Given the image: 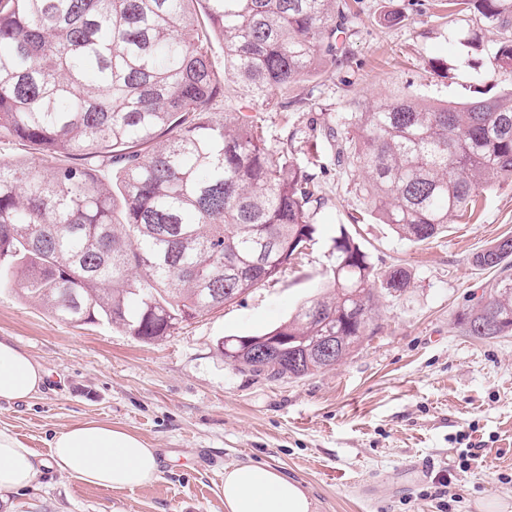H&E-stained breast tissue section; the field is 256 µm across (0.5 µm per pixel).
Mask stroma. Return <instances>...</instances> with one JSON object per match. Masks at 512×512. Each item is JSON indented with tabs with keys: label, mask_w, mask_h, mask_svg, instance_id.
I'll list each match as a JSON object with an SVG mask.
<instances>
[{
	"label": "stroma",
	"mask_w": 512,
	"mask_h": 512,
	"mask_svg": "<svg viewBox=\"0 0 512 512\" xmlns=\"http://www.w3.org/2000/svg\"><path fill=\"white\" fill-rule=\"evenodd\" d=\"M356 10L337 63L289 90L300 109L238 97L227 104L256 115L273 145L293 146L323 188L315 242L285 272L152 344L105 322L61 321L0 289V336L49 372L35 397L0 403V426L45 456L70 424L108 421L161 459L154 483L123 492L49 473L0 512H224V469L243 463L300 482L316 512H479L489 499L512 506V334L479 339L463 325L497 277L476 267L474 254L512 236V183L492 181L469 223L449 220L437 238L415 244L375 218L352 223L367 209L361 170L337 163L332 141L307 144L310 124L355 102L410 94L457 105L486 85L511 86L512 74L489 63L501 35L470 12L449 14L443 0H359ZM392 12L400 22H385ZM343 227L378 269L411 274L404 291L379 295L373 334L340 364L300 379L231 367L217 340L265 332L317 295ZM463 430L486 448L465 471Z\"/></svg>",
	"instance_id": "obj_1"
}]
</instances>
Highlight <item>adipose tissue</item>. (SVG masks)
<instances>
[{"label": "adipose tissue", "mask_w": 512, "mask_h": 512, "mask_svg": "<svg viewBox=\"0 0 512 512\" xmlns=\"http://www.w3.org/2000/svg\"><path fill=\"white\" fill-rule=\"evenodd\" d=\"M47 376L41 363L0 337V400L32 398ZM49 470L120 492L153 483L160 460L142 438L106 422L69 425L54 435L46 458L27 448L10 429L0 428V502H8L11 494ZM224 508L226 512H314L315 505L301 484L282 471L241 464L224 471Z\"/></svg>", "instance_id": "1"}]
</instances>
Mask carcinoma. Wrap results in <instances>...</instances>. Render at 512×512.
Instances as JSON below:
<instances>
[{
	"label": "carcinoma",
	"instance_id": "obj_1",
	"mask_svg": "<svg viewBox=\"0 0 512 512\" xmlns=\"http://www.w3.org/2000/svg\"><path fill=\"white\" fill-rule=\"evenodd\" d=\"M461 7L509 33L490 60L511 73L512 0H448ZM355 16L347 0H0V138L70 159L0 160V288L153 343L276 277L313 241L320 185L256 116L213 105L232 93L270 105L336 62ZM310 131L361 168L371 215L413 243L467 218L490 180H512V89L462 106L402 95ZM109 166L114 190L97 174ZM334 242L322 295L268 330L287 338L278 352L222 338L231 366L301 378L326 369L309 353L320 337H345L349 354L361 344L378 293L410 274L377 269L343 227ZM473 263L503 276L464 314L469 335L512 332V236Z\"/></svg>",
	"mask_w": 512,
	"mask_h": 512
}]
</instances>
